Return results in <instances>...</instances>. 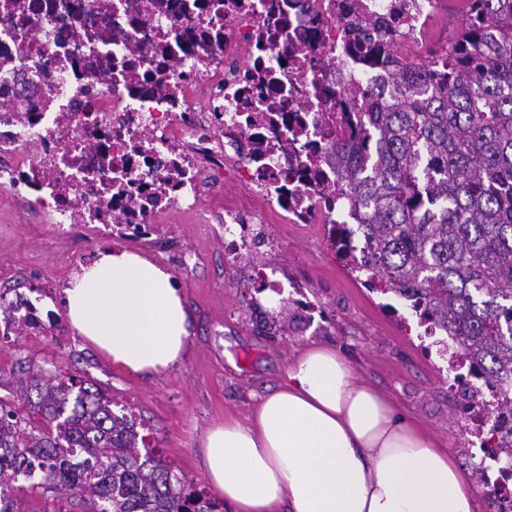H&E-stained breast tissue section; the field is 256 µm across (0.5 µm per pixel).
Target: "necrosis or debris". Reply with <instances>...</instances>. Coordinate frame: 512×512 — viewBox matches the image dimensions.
Returning <instances> with one entry per match:
<instances>
[{
  "instance_id": "necrosis-or-debris-1",
  "label": "necrosis or debris",
  "mask_w": 512,
  "mask_h": 512,
  "mask_svg": "<svg viewBox=\"0 0 512 512\" xmlns=\"http://www.w3.org/2000/svg\"><path fill=\"white\" fill-rule=\"evenodd\" d=\"M0 0V187L58 232L150 238L161 217L203 209L212 174L266 200L286 224H357L341 202L336 143L347 119V0ZM397 14L399 44L423 40L436 0H359ZM206 85L197 97V85ZM259 216L224 212V249L269 244ZM486 442L484 487L512 512V468L493 429L512 428L490 393L466 412Z\"/></svg>"
}]
</instances>
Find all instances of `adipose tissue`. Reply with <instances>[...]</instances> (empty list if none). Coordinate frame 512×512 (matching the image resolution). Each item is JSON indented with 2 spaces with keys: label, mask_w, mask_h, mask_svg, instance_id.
<instances>
[{
  "label": "adipose tissue",
  "mask_w": 512,
  "mask_h": 512,
  "mask_svg": "<svg viewBox=\"0 0 512 512\" xmlns=\"http://www.w3.org/2000/svg\"><path fill=\"white\" fill-rule=\"evenodd\" d=\"M72 330L116 367L163 374L185 356L189 313L164 267L99 254L65 291ZM224 512H477L468 476L336 350L306 346L247 421L204 438Z\"/></svg>",
  "instance_id": "ef3b65f1"
}]
</instances>
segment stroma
I'll return each instance as SVG.
<instances>
[{
  "label": "stroma",
  "mask_w": 512,
  "mask_h": 512,
  "mask_svg": "<svg viewBox=\"0 0 512 512\" xmlns=\"http://www.w3.org/2000/svg\"><path fill=\"white\" fill-rule=\"evenodd\" d=\"M465 13L464 0H440L422 44L406 49L410 62L442 50ZM165 240L104 242L85 225L57 234L48 215L23 197L0 191V292H41L46 319L39 328L13 332L0 348V398L20 404L36 399L25 383L29 365L44 373L65 370L89 377L125 413L175 471L208 489L202 442L224 419L246 420L258 399L283 381L295 354L312 341L342 349L359 374L397 404L414 424L472 470L479 447L458 428L460 395L448 388V364L427 354L416 332L386 309L385 296L369 292L332 256L321 224H271L276 246L248 257L224 253V227L199 224L173 212L164 219ZM127 249L163 265L180 288L191 314L182 362L161 375L133 376L77 336L64 312V287L100 249ZM197 257L193 269L179 250ZM275 268L285 282L288 320L263 328L256 306L264 295L253 286L255 266Z\"/></svg>",
  "instance_id": "35a3bbf8"
}]
</instances>
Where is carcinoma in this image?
<instances>
[{
    "instance_id": "obj_1",
    "label": "carcinoma",
    "mask_w": 512,
    "mask_h": 512,
    "mask_svg": "<svg viewBox=\"0 0 512 512\" xmlns=\"http://www.w3.org/2000/svg\"><path fill=\"white\" fill-rule=\"evenodd\" d=\"M346 27L369 50L361 72L395 56L391 28ZM357 126L336 146L347 202L362 222L336 233L366 288L406 302L455 343L512 410V0H468L445 49L397 62L387 85L347 84ZM30 415L0 400V512H15L21 482L82 512H217L220 504L141 454L135 419L90 379L28 372ZM41 419H36V416Z\"/></svg>"
}]
</instances>
